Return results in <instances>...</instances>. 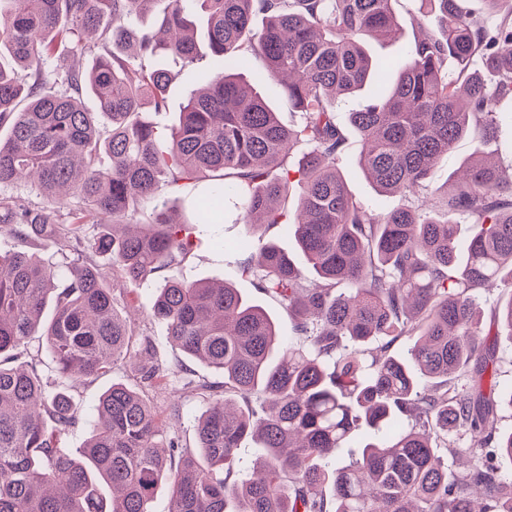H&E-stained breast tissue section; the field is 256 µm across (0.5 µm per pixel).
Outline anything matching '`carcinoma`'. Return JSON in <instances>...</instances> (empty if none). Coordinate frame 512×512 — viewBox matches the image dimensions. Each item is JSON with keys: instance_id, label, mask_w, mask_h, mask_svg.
<instances>
[{"instance_id": "carcinoma-1", "label": "carcinoma", "mask_w": 512, "mask_h": 512, "mask_svg": "<svg viewBox=\"0 0 512 512\" xmlns=\"http://www.w3.org/2000/svg\"><path fill=\"white\" fill-rule=\"evenodd\" d=\"M511 1L484 0L481 16L471 0H419L428 31L390 75L363 38L392 34L395 0H0V126L10 130L0 224L61 256L0 248V512H154L164 481L167 512H512V471L500 465L512 463V427L494 325L478 318L480 290L502 285L495 320L512 337V177L480 153L456 187L432 184L457 140L497 138L493 103L512 97V6L501 12ZM161 3L158 39L135 20ZM257 14L265 25L253 32ZM93 45L88 70L67 62ZM251 56L263 62L259 80L282 84L296 125H281L238 76ZM203 57L205 86L171 133L140 117L166 111L169 62ZM389 75L385 93L349 113L358 166L408 202L379 216L349 196L337 168L346 136L336 103ZM26 178L44 205L4 193ZM191 183L207 184L190 201L205 222L235 199L258 250L224 254L294 326L280 338L269 313L224 282L157 288L145 313L189 360L222 373V388L134 346L87 261H110L134 286L184 262L186 222L163 206L133 230L130 216L160 189ZM460 216L480 226L463 246ZM280 232L305 266L276 245ZM391 336L416 340L400 356ZM126 360L136 384L105 390L85 445L65 447L74 385ZM161 378L206 406L192 447L166 436L148 398ZM356 441L359 459L342 462L338 451ZM248 445L257 459L244 478Z\"/></svg>"}]
</instances>
